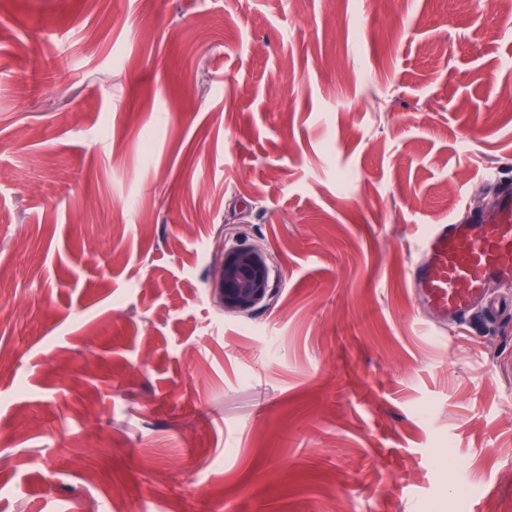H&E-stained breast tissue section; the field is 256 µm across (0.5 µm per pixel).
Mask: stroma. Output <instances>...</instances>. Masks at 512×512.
<instances>
[{
    "label": "stroma",
    "mask_w": 512,
    "mask_h": 512,
    "mask_svg": "<svg viewBox=\"0 0 512 512\" xmlns=\"http://www.w3.org/2000/svg\"><path fill=\"white\" fill-rule=\"evenodd\" d=\"M510 186L512 0H0V512H512V309L407 284ZM213 294L224 311L247 313L273 299L268 257L256 247L223 248Z\"/></svg>",
    "instance_id": "obj_1"
}]
</instances>
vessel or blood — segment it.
<instances>
[{"instance_id": "b4317fda", "label": "vessel or blood", "mask_w": 512, "mask_h": 512, "mask_svg": "<svg viewBox=\"0 0 512 512\" xmlns=\"http://www.w3.org/2000/svg\"><path fill=\"white\" fill-rule=\"evenodd\" d=\"M423 253L408 283L426 310L453 327L477 306L497 312L501 304L488 300L490 284L512 288V190L502 191L495 207L477 223L431 225L420 241Z\"/></svg>"}]
</instances>
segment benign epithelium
<instances>
[{
    "label": "benign epithelium",
    "mask_w": 512,
    "mask_h": 512,
    "mask_svg": "<svg viewBox=\"0 0 512 512\" xmlns=\"http://www.w3.org/2000/svg\"><path fill=\"white\" fill-rule=\"evenodd\" d=\"M213 294L227 311L247 313L273 299L268 257L256 247L222 249L214 275Z\"/></svg>",
    "instance_id": "obj_1"
}]
</instances>
